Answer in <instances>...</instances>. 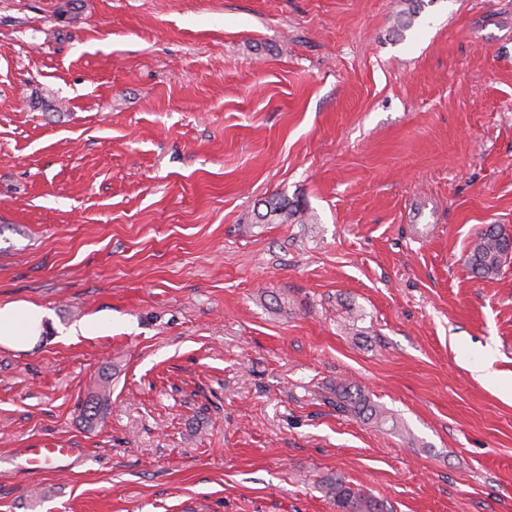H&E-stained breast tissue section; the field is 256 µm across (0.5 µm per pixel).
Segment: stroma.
<instances>
[{"label": "stroma", "instance_id": "obj_1", "mask_svg": "<svg viewBox=\"0 0 512 512\" xmlns=\"http://www.w3.org/2000/svg\"><path fill=\"white\" fill-rule=\"evenodd\" d=\"M273 196L303 219L259 222ZM487 224L512 234V0H0V306L46 312L0 346V512H338L336 476L512 512ZM511 253L512 235L498 224H487L478 231L467 255V263L473 273L482 278H492L499 274ZM46 330L42 310L29 303L0 306V345L21 350L31 347ZM109 396L110 386L108 385V382L105 381L103 382L99 392L92 395L85 405L83 414L88 423H93L95 420L100 418L108 406ZM336 407L367 418L381 427L391 422L390 428L394 429L398 423L395 417L375 405L361 388L351 384L341 383L336 387ZM75 451V448H26L22 455L28 465L38 469L68 459Z\"/></svg>", "mask_w": 512, "mask_h": 512}]
</instances>
